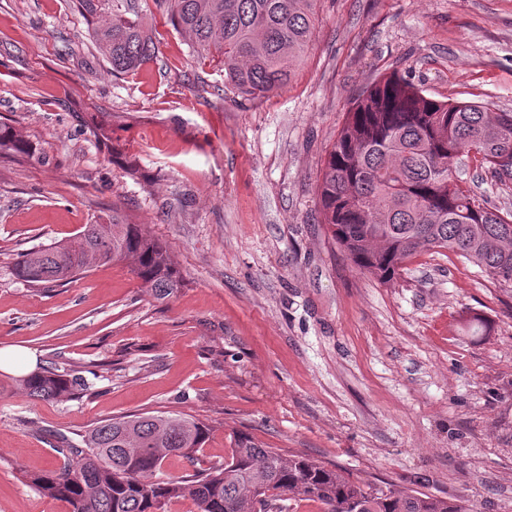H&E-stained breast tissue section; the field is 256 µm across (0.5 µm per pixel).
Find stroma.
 I'll return each mask as SVG.
<instances>
[{
    "instance_id": "1",
    "label": "stroma",
    "mask_w": 512,
    "mask_h": 512,
    "mask_svg": "<svg viewBox=\"0 0 512 512\" xmlns=\"http://www.w3.org/2000/svg\"><path fill=\"white\" fill-rule=\"evenodd\" d=\"M161 52L112 73L74 0H0V348L91 369L84 396L0 395V512H71L27 472L54 434L188 414L201 466L230 434L350 480L512 512V287L424 252L391 283L355 268L316 180L353 98L398 72L442 100L512 111V0H320L289 85L263 98L140 0ZM120 212L166 245L183 288L157 299L109 263L38 290L19 253ZM483 317L488 335L466 332Z\"/></svg>"
}]
</instances>
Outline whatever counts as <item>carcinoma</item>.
Wrapping results in <instances>:
<instances>
[{"label": "carcinoma", "instance_id": "carcinoma-1", "mask_svg": "<svg viewBox=\"0 0 512 512\" xmlns=\"http://www.w3.org/2000/svg\"><path fill=\"white\" fill-rule=\"evenodd\" d=\"M199 56L224 67V87L259 98L287 87L311 40L319 0H154ZM92 39L117 74L158 57L160 40L135 0H76ZM512 181V112L439 100L393 72L353 101L320 171L321 223L354 265L393 281L422 252L448 250L493 280L512 285V211L489 204L468 185L469 161ZM121 261L153 295L183 285L166 247L112 213L78 238L22 253L16 274L33 286L70 283L96 264ZM40 399L71 400L87 390L77 368L49 367L18 379ZM210 429L188 416L132 414L101 422L75 444L56 436L58 469L24 473L26 482L72 512H165L190 498L199 512H284L282 493L319 502L325 512H474L464 499L356 484L299 455L264 448L234 431L224 463L181 476L161 469L171 456L194 459ZM268 484L254 508L255 478Z\"/></svg>", "mask_w": 512, "mask_h": 512}]
</instances>
